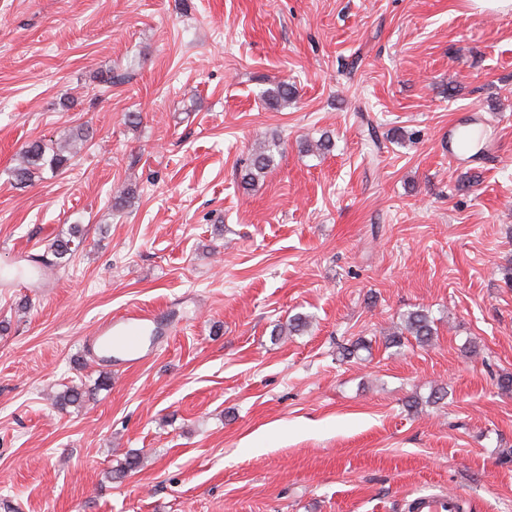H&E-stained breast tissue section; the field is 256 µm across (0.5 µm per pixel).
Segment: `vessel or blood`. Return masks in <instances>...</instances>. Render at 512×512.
Listing matches in <instances>:
<instances>
[{
	"label": "vessel or blood",
	"instance_id": "obj_1",
	"mask_svg": "<svg viewBox=\"0 0 512 512\" xmlns=\"http://www.w3.org/2000/svg\"><path fill=\"white\" fill-rule=\"evenodd\" d=\"M156 316L152 313H127L103 319L94 335L86 337L84 346L106 366L133 368L144 359V349L154 332ZM412 512H462L460 496L425 492L411 503Z\"/></svg>",
	"mask_w": 512,
	"mask_h": 512
}]
</instances>
